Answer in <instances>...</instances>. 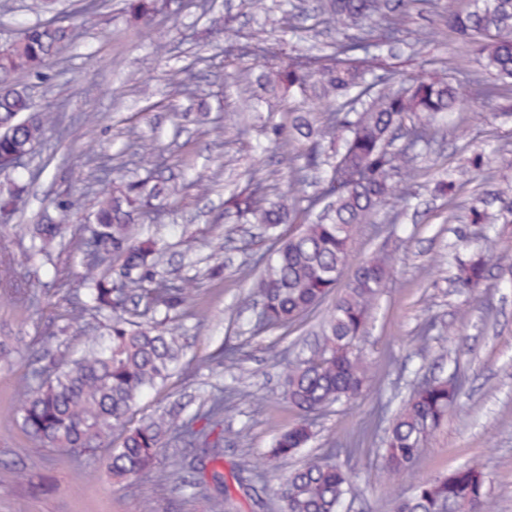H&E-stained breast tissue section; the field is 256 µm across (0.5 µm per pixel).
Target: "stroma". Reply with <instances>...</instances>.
I'll return each instance as SVG.
<instances>
[{
    "instance_id": "obj_1",
    "label": "stroma",
    "mask_w": 512,
    "mask_h": 512,
    "mask_svg": "<svg viewBox=\"0 0 512 512\" xmlns=\"http://www.w3.org/2000/svg\"><path fill=\"white\" fill-rule=\"evenodd\" d=\"M215 0L223 11V33L200 44L203 20L197 0H183L179 12L158 17L139 29L126 23L124 0H103L93 15L77 18L79 36L62 53L46 79L33 83L38 106L59 112L63 131L49 135L30 158L26 173L31 192L17 214L0 220V256L12 270L0 271V338L23 336L26 346L0 361V512H219L212 486H190L170 477L176 449L161 448L152 473L115 482L107 472L110 451L81 457L47 448L23 432L16 391L30 376L32 362L57 354L72 359L85 344L86 329L70 327L64 317L69 288L75 287L71 249L55 266L31 278L24 272L29 245L27 225L46 219L62 224L72 238L95 202L91 188L96 167L136 171L133 140L152 136L166 160V175L184 182L186 192L151 234L164 245V267L174 277L195 278V292L177 323L184 343L179 369L165 386L151 390L134 408L132 424L164 414L186 418L212 392L239 387L248 398L226 415L225 431L234 442L224 449V468L242 455L262 459L281 430L297 414L279 395L282 368L271 357L306 339L313 319L292 330H260L251 283L240 264L266 247L255 228L224 221V186L245 184L251 174L265 178L271 196L286 192L288 172L261 122L242 126L243 101L256 94L262 66L248 56L224 62V44L257 42L304 53L331 45L336 32L316 13L302 14L301 0ZM433 0H419L400 41L384 48L371 65L417 74L424 60L458 85L462 104L449 113L437 145L417 161L420 175L410 204L394 198L378 221L361 227L353 241L349 267L361 264L379 246L392 256L394 272L386 281L359 347L369 365L368 380L355 401L330 408L312 428L307 454L359 446V454L336 457L355 472L359 496L346 499L343 512H392L397 496L421 478L481 459L488 475L489 512H512V287L499 282L500 267L512 264V224H467V207L501 181H512V93L489 97L466 80L477 64L448 32H437ZM436 31L433 42L414 54L418 34ZM167 44L157 57L154 43ZM210 106L211 122L194 119ZM489 155L485 170L473 169V153ZM453 173L454 199L433 197L434 179ZM79 209L64 213L61 195ZM487 249V281L478 288L457 287L451 275L470 250ZM427 339H420L422 325ZM239 349V362L227 368L212 363L224 343ZM458 374L464 387L448 417L424 444L415 474L388 475L378 450L387 421L378 420V403L400 402L410 383L431 376Z\"/></svg>"
}]
</instances>
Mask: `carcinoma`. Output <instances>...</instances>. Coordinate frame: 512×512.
<instances>
[{
    "label": "carcinoma",
    "instance_id": "carcinoma-1",
    "mask_svg": "<svg viewBox=\"0 0 512 512\" xmlns=\"http://www.w3.org/2000/svg\"><path fill=\"white\" fill-rule=\"evenodd\" d=\"M414 0H319L324 22L340 38L329 54L297 52L265 66L260 83L268 95L291 98L311 94L336 102L323 120L292 112L288 126H270L281 164L297 185L317 179L319 189L306 195L291 188L273 200L265 180L253 176L224 198V220L255 224L271 246L240 269L260 298L259 319L266 327H287L323 311L320 340L308 355L284 361L281 396L298 414V422L278 434L267 454L275 467L309 444L312 423L334 404L356 399L367 381V362L357 348L379 300L393 263L379 251L359 265L344 289L336 292L351 242L360 227L375 223L379 208L397 195L410 197L417 171L412 158L430 145L433 128L443 115L457 110L458 88L429 74L397 85L373 75L369 58L396 41ZM170 0H126L127 21L148 26L170 11ZM206 30H224V12L208 0L200 4ZM438 21L471 44L481 70L470 74L489 94L512 88V0H457L436 4ZM360 36L351 40L346 32ZM78 38V28L57 20H37L21 27L17 40L0 46V161L26 158L56 129L57 114L37 107L27 90L13 81L17 74H40ZM400 147H392L396 135ZM137 167L143 176L129 180L102 169L96 181L94 209L88 214L89 236L80 240L79 288L73 293L67 320L84 322L93 311L112 318L105 341H92L76 359L55 365L52 373L36 370L19 394L21 426L50 448L92 452L111 447L107 470L116 481L147 473L158 450L168 444L196 451V474L232 507V489L224 472L208 464L223 458L226 436L215 434L224 415L250 393L232 389L212 395L205 408L179 420L158 416L130 426V414L144 394L164 383L182 355L178 328L168 325L185 309L190 279L178 282L158 269L157 243L134 233L138 224H161L168 206L182 196L183 182L162 175L165 160L153 144H139ZM26 165L5 169L0 188V216L6 217L28 189ZM32 250L51 263L61 246L62 226L43 221L29 227ZM488 259L473 252L459 260L455 274L462 287L485 279ZM334 302L322 309L331 295ZM144 307L145 323L125 317ZM233 366L238 348L224 344L213 356ZM461 384L448 377L419 383L393 416L382 450L389 475L412 474L420 450L448 415ZM120 433L122 443L111 446ZM256 466L242 457L230 475L244 487ZM356 475L318 458L290 469L274 488L281 512H341L347 497L357 494ZM488 477L483 464L466 463L419 480L410 493L395 499L393 512H455L466 503L471 512H486Z\"/></svg>",
    "mask_w": 512,
    "mask_h": 512
}]
</instances>
